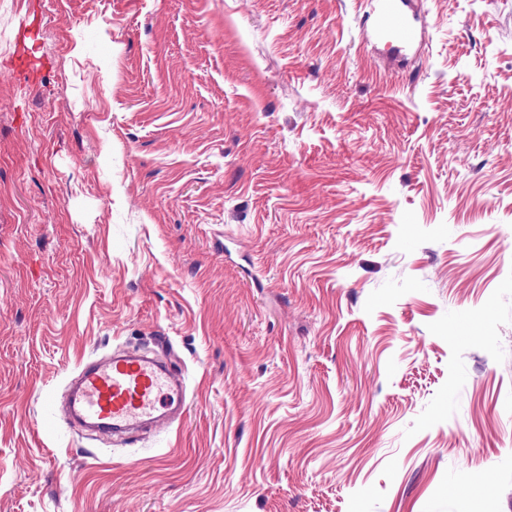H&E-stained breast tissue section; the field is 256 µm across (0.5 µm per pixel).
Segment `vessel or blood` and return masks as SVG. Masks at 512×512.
Wrapping results in <instances>:
<instances>
[{
	"label": "vessel or blood",
	"mask_w": 512,
	"mask_h": 512,
	"mask_svg": "<svg viewBox=\"0 0 512 512\" xmlns=\"http://www.w3.org/2000/svg\"><path fill=\"white\" fill-rule=\"evenodd\" d=\"M370 17L371 35L386 45L404 49L416 43L418 28L406 0H376ZM184 410L181 378L155 357L115 354L91 358L80 365L68 384V416L115 436L167 424Z\"/></svg>",
	"instance_id": "1"
}]
</instances>
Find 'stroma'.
Wrapping results in <instances>:
<instances>
[{"mask_svg":"<svg viewBox=\"0 0 512 512\" xmlns=\"http://www.w3.org/2000/svg\"><path fill=\"white\" fill-rule=\"evenodd\" d=\"M416 2L0 0V512H512V0ZM371 6L370 31L373 35L394 48L412 47L418 38V28L414 17L408 11L405 0H376ZM184 410L181 378L147 355L90 358L68 384V416L113 437L142 426L165 425Z\"/></svg>","mask_w":512,"mask_h":512,"instance_id":"1","label":"stroma"}]
</instances>
